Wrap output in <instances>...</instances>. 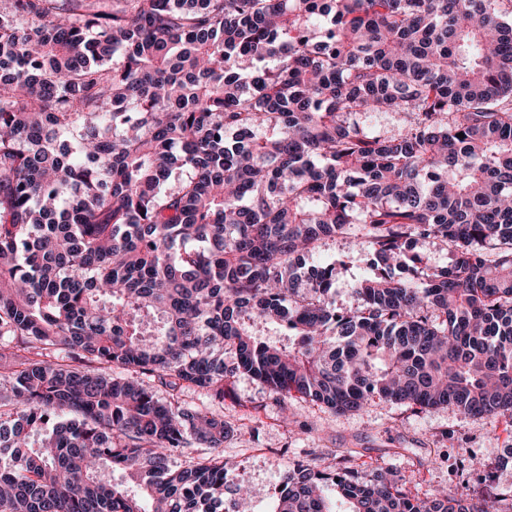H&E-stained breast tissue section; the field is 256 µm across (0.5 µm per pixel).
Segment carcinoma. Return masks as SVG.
Segmentation results:
<instances>
[{"label":"carcinoma","mask_w":512,"mask_h":512,"mask_svg":"<svg viewBox=\"0 0 512 512\" xmlns=\"http://www.w3.org/2000/svg\"><path fill=\"white\" fill-rule=\"evenodd\" d=\"M354 231L339 311L313 258ZM0 370V512H241L223 456L169 466L231 432L179 392L241 374L512 417V0H4ZM336 496L495 510L298 464L272 512ZM317 260L344 262L345 266L337 270L336 288L333 293L334 305L337 310L357 308L359 300L353 292L354 281L370 272L360 236L353 232L348 236L326 240Z\"/></svg>","instance_id":"cac0c4a2"}]
</instances>
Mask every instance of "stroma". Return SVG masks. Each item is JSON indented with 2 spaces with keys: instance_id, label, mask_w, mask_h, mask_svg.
I'll return each mask as SVG.
<instances>
[{
  "instance_id": "stroma-1",
  "label": "stroma",
  "mask_w": 512,
  "mask_h": 512,
  "mask_svg": "<svg viewBox=\"0 0 512 512\" xmlns=\"http://www.w3.org/2000/svg\"><path fill=\"white\" fill-rule=\"evenodd\" d=\"M319 257L340 264L336 308H357L353 284L369 272L360 237L353 233L326 240ZM230 388L220 405H207L191 390L181 400L190 408L210 406L230 426L221 447L233 463L228 481L249 488L250 512H270L283 471L301 462L332 466L359 478L389 467L412 498L462 486L495 497L512 494V465L501 463L512 448L511 420L466 417L445 407L418 411L378 400L362 411L338 415L299 397L279 403L245 375L234 378ZM286 414L291 423H283Z\"/></svg>"
}]
</instances>
